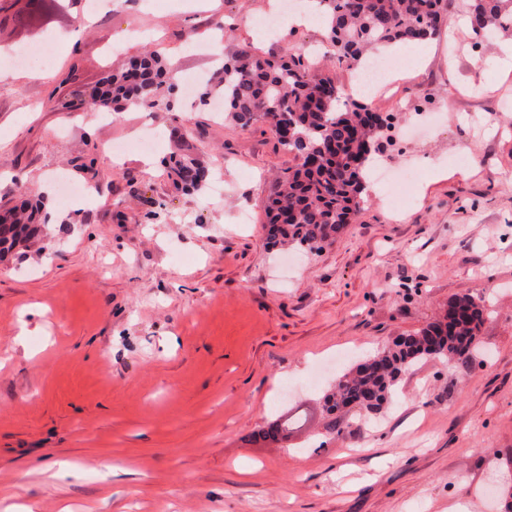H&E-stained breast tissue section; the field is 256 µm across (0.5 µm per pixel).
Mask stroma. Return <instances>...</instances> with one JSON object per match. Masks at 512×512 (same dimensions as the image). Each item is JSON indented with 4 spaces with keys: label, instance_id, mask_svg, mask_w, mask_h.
Wrapping results in <instances>:
<instances>
[{
    "label": "stroma",
    "instance_id": "obj_1",
    "mask_svg": "<svg viewBox=\"0 0 512 512\" xmlns=\"http://www.w3.org/2000/svg\"><path fill=\"white\" fill-rule=\"evenodd\" d=\"M270 9L112 0L61 29L49 69L0 80V205L26 182L50 238L0 260V512H512V33L473 44L452 8L451 41L416 47L372 100L445 105L408 153L378 155L425 160L410 205L391 213L377 188L331 245L288 250L265 213L291 155L268 126L198 111L185 85L217 71L201 51L217 40L278 59L325 45L320 24L257 37ZM147 47L175 74L158 106L70 110L73 88ZM147 131L151 154L103 151ZM187 149L208 173L189 195L165 171ZM58 172L89 196L63 206ZM462 295L486 306L479 353L417 364L381 414L323 443L337 373ZM291 408L313 412L307 431L253 441Z\"/></svg>",
    "mask_w": 512,
    "mask_h": 512
}]
</instances>
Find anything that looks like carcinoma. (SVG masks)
I'll use <instances>...</instances> for the list:
<instances>
[{
    "label": "carcinoma",
    "mask_w": 512,
    "mask_h": 512,
    "mask_svg": "<svg viewBox=\"0 0 512 512\" xmlns=\"http://www.w3.org/2000/svg\"><path fill=\"white\" fill-rule=\"evenodd\" d=\"M67 0H27L25 12L13 16L19 46L54 29L67 17ZM328 30L330 58L351 68L371 55L397 44L427 43L440 36L448 0H317ZM471 31L504 33L512 30V0H467ZM168 74L159 56L145 50L108 74L99 87L80 94L83 103L115 109L152 107L155 91ZM224 100L227 120L246 129L259 121L274 132L288 131L280 144L296 165L279 182L267 205L268 238L318 250L361 212L366 168L372 145L387 118L346 93L317 63L295 51L278 62L251 49L224 59L222 75L199 94L200 104ZM173 185L182 190L202 187L204 167L190 154L166 164ZM20 206H0V259L42 233L38 207L27 199ZM462 311L449 330L439 320L413 335L398 336L391 344L338 376L323 398L328 435L342 432V414L357 408L366 416L381 412L400 376L428 358L466 364L483 324V307L473 296L448 303ZM288 414L258 429L257 440H277L294 430Z\"/></svg>",
    "instance_id": "obj_1"
}]
</instances>
